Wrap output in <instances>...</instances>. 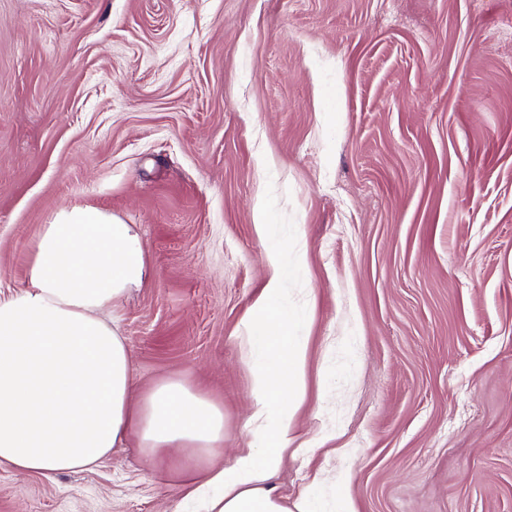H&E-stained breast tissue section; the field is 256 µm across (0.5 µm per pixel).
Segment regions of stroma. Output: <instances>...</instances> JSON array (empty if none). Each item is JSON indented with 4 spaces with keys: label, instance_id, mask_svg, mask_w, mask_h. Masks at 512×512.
<instances>
[{
    "label": "stroma",
    "instance_id": "35a3bbf8",
    "mask_svg": "<svg viewBox=\"0 0 512 512\" xmlns=\"http://www.w3.org/2000/svg\"><path fill=\"white\" fill-rule=\"evenodd\" d=\"M75 205L145 249L133 396L185 380L224 444L1 467L0 512H191L248 437L272 251L306 350L282 503L512 512V0H0V297Z\"/></svg>",
    "mask_w": 512,
    "mask_h": 512
}]
</instances>
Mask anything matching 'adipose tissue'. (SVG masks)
I'll list each match as a JSON object with an SVG mask.
<instances>
[{"instance_id":"adipose-tissue-1","label":"adipose tissue","mask_w":512,"mask_h":512,"mask_svg":"<svg viewBox=\"0 0 512 512\" xmlns=\"http://www.w3.org/2000/svg\"><path fill=\"white\" fill-rule=\"evenodd\" d=\"M147 275L144 248L111 213L73 206L53 213L36 239L28 285L0 298V466L45 478L97 466L137 432L152 456L195 461L224 442V414L184 380L164 379L133 399L128 349L105 310ZM271 279L249 310L262 358L252 369L256 432L191 495L207 512H318L311 499L285 508L267 482L287 458L303 399L306 352Z\"/></svg>"}]
</instances>
